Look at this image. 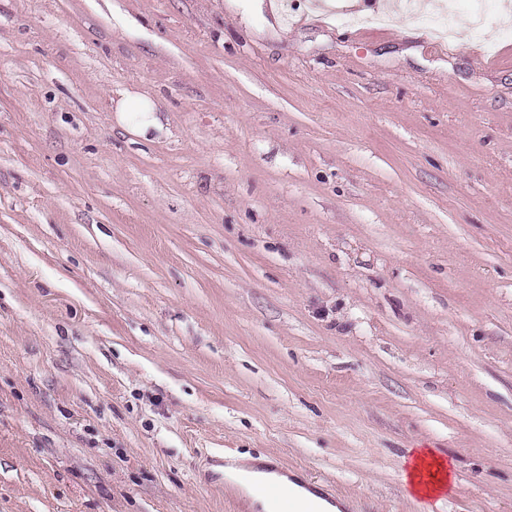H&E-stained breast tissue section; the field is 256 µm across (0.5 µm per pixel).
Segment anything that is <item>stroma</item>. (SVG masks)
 I'll use <instances>...</instances> for the list:
<instances>
[{"label": "stroma", "mask_w": 512, "mask_h": 512, "mask_svg": "<svg viewBox=\"0 0 512 512\" xmlns=\"http://www.w3.org/2000/svg\"><path fill=\"white\" fill-rule=\"evenodd\" d=\"M414 2L0 0V512H512V0ZM112 98L113 112L118 122H124L130 113L144 114V119L139 123L136 132L140 135H146L150 129L161 130L162 125L156 116L155 109L139 93L129 90H121L115 93ZM402 477L411 494L433 498L445 494L452 474L446 459L421 448L405 461ZM254 465L252 460H242L237 467L224 469V479L236 482L245 492L250 500V507L256 512H271L269 508L268 495L266 487L262 481L265 476L261 472H253V478L248 481H238L240 474H247L245 467Z\"/></svg>", "instance_id": "stroma-1"}]
</instances>
